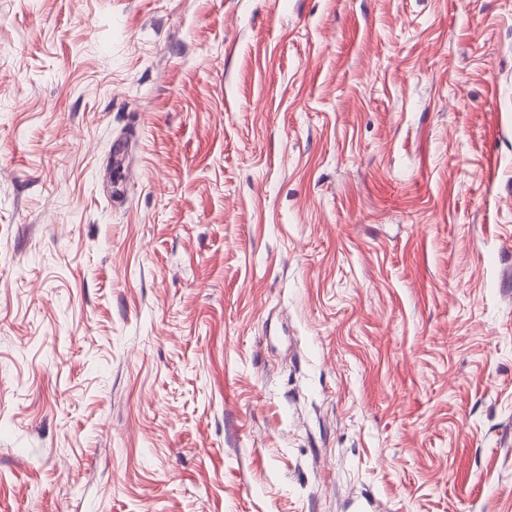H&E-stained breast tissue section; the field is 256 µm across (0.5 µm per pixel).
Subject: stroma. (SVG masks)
Wrapping results in <instances>:
<instances>
[{"label": "stroma", "instance_id": "obj_1", "mask_svg": "<svg viewBox=\"0 0 512 512\" xmlns=\"http://www.w3.org/2000/svg\"><path fill=\"white\" fill-rule=\"evenodd\" d=\"M0 512H512V0H0Z\"/></svg>", "mask_w": 512, "mask_h": 512}]
</instances>
